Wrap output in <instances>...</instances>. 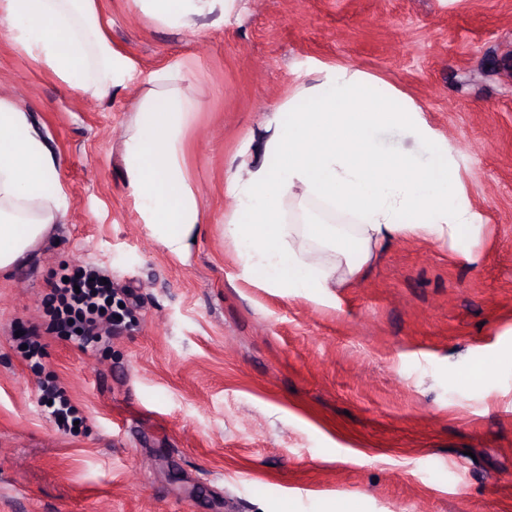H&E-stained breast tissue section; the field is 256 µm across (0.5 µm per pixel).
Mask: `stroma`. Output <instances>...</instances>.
Masks as SVG:
<instances>
[{
  "instance_id": "stroma-1",
  "label": "stroma",
  "mask_w": 512,
  "mask_h": 512,
  "mask_svg": "<svg viewBox=\"0 0 512 512\" xmlns=\"http://www.w3.org/2000/svg\"><path fill=\"white\" fill-rule=\"evenodd\" d=\"M232 23L161 24L97 0L135 68L98 98L35 65L0 22V97L57 161L63 218L0 271V512H512V0H239ZM182 63L200 103L183 162L206 209L187 259L140 224L121 143L149 73ZM327 66L419 107L453 148L455 242L396 239L318 299L246 274L224 237L245 137ZM139 296L95 351L47 336L51 272ZM62 386L82 417L49 418ZM44 401L43 404L49 415L54 421L62 427H73L75 421H82L79 409L71 404L65 394V391L54 382H47L43 386ZM49 400L52 404L48 405Z\"/></svg>"
}]
</instances>
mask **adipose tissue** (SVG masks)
I'll use <instances>...</instances> for the list:
<instances>
[{"label":"adipose tissue","mask_w":512,"mask_h":512,"mask_svg":"<svg viewBox=\"0 0 512 512\" xmlns=\"http://www.w3.org/2000/svg\"><path fill=\"white\" fill-rule=\"evenodd\" d=\"M160 22L195 29L201 18L231 17L237 0H137ZM0 20L15 44L63 81L79 77L94 96L124 87L130 60L115 54L97 24L95 0H0ZM179 65L153 71L136 104L123 141L127 187L141 223L170 255L189 254L205 211L183 164L185 132L199 108L182 86ZM303 112L277 107L267 115L265 154L252 160L242 145L226 184L236 202L224 216V235L242 244L245 271L260 270L276 288L329 294L361 278L394 239L451 242L471 229L472 214L450 203L456 171L450 146L420 109L395 106L356 70L327 69L316 82L299 84ZM403 126L436 155L428 167L412 155L382 151L374 132ZM56 164L27 112L0 97V270L22 262L62 219ZM341 206L355 217L352 230L333 224L286 223L288 202Z\"/></svg>","instance_id":"1"}]
</instances>
